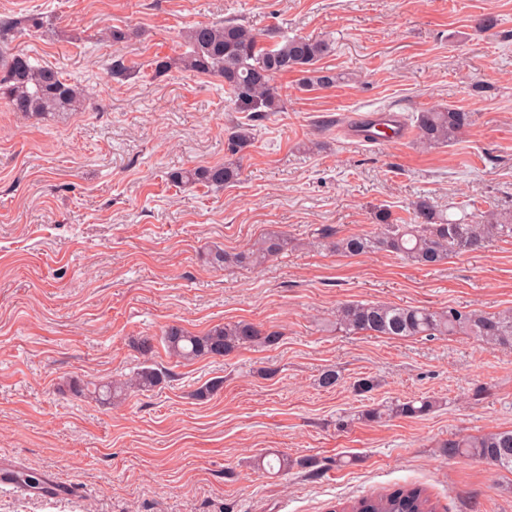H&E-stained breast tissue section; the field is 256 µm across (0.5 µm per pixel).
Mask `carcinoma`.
Wrapping results in <instances>:
<instances>
[{
    "label": "carcinoma",
    "mask_w": 512,
    "mask_h": 512,
    "mask_svg": "<svg viewBox=\"0 0 512 512\" xmlns=\"http://www.w3.org/2000/svg\"><path fill=\"white\" fill-rule=\"evenodd\" d=\"M190 51L173 59L158 58L153 72L161 76L175 65L203 75L224 79V87L234 99L238 111L259 118L267 112H281L285 102L276 86L281 75H302L303 84L312 88H330L340 76L318 66L335 50L327 38L282 36L273 42L261 38L245 24L229 19L198 24L184 35ZM82 90L51 66L35 65L22 53H12L0 65V99L16 112L38 117L50 112H68L82 101ZM420 142L429 147L453 144L470 125L471 115L455 107L430 108L413 116ZM254 128L248 123L231 127L228 150L236 155L248 148ZM240 164L233 160L220 166L177 169L169 179L179 185L221 187L238 180ZM375 231L353 233L333 239L328 247L346 256L386 251L400 254L423 267H434L448 259L481 251L496 241L512 239V216L507 218L491 210L470 222H451L444 218L427 197L412 206L410 221L401 223L392 213L379 207L374 212ZM288 250V239L271 232L250 249L228 253L216 249L207 254L214 266H258ZM333 326L347 334L388 336L392 338L432 336H474L490 346H512V309L489 313L469 307L401 306L390 303H343L336 308ZM160 341L177 361H199L228 356L240 349L272 348L281 341V332L263 329L244 320L215 325L201 334L180 326H169ZM134 345L143 357L137 371L124 380L99 382L93 386L72 382L77 396L114 404L130 391L149 392L162 383L164 373L151 363L153 338L141 336ZM439 407L434 399L395 401L366 410L371 420L426 415ZM450 457L463 456L486 465L512 472V430L478 435H461L441 445ZM347 512H435L426 490L403 486L384 494L363 497Z\"/></svg>",
    "instance_id": "carcinoma-1"
}]
</instances>
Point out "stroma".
<instances>
[{"label":"stroma","instance_id":"1","mask_svg":"<svg viewBox=\"0 0 512 512\" xmlns=\"http://www.w3.org/2000/svg\"><path fill=\"white\" fill-rule=\"evenodd\" d=\"M29 15L43 27L0 45L60 69L90 105L36 120L0 100V454L79 490L0 487V512H342L399 486L425 487L437 512H512L511 472L440 450L512 430V347L331 325L347 302L512 309V239L425 269L320 238L370 230L378 206L409 218L422 196L453 222L512 213V0H0V19ZM483 16L496 26L478 30ZM226 18L333 40L321 64L342 79L306 90L299 74L279 77L286 108L258 120L239 180L177 187L171 171L229 159L227 132L247 115L221 78L155 77L151 65L186 52L190 27ZM112 28L128 41L113 44ZM117 54L133 68L123 80L109 71ZM448 105L471 115L449 146L359 144L339 128L349 115L408 120ZM272 230L290 246L263 267L205 261ZM239 320L279 330V345L187 364L156 345L162 383L114 405L69 388L131 374L135 338ZM328 368L340 381L326 390ZM362 377L371 393L354 391ZM424 397L440 408L362 416ZM267 451L298 465L264 474L255 460Z\"/></svg>","mask_w":512,"mask_h":512}]
</instances>
